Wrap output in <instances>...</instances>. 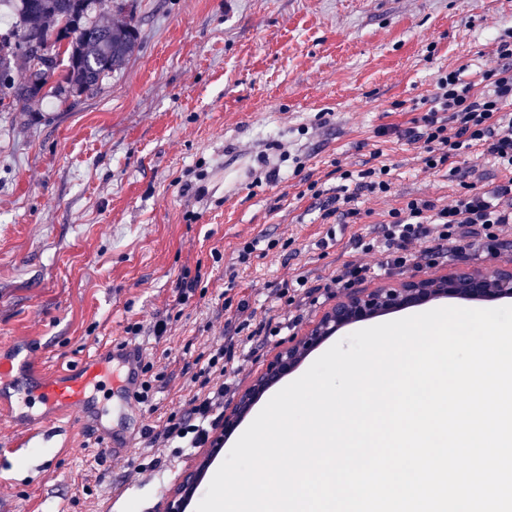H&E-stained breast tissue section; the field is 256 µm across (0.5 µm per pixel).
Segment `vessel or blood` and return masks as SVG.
<instances>
[{
    "mask_svg": "<svg viewBox=\"0 0 512 512\" xmlns=\"http://www.w3.org/2000/svg\"><path fill=\"white\" fill-rule=\"evenodd\" d=\"M142 355L143 346L135 340L103 343L79 367L64 372L47 369L36 376L23 372L22 354L0 356V415L12 420L17 433L12 443L0 448V478L12 480L13 459L33 444L48 443L55 455L66 454L68 414L74 409L81 412L83 428L102 448L115 453L135 448L138 427L118 432L111 426L112 396L123 394L127 405H135ZM40 407L56 413L54 425H46L37 415Z\"/></svg>",
    "mask_w": 512,
    "mask_h": 512,
    "instance_id": "1",
    "label": "vessel or blood"
}]
</instances>
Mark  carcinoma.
I'll return each mask as SVG.
<instances>
[{
  "label": "carcinoma",
  "mask_w": 512,
  "mask_h": 512,
  "mask_svg": "<svg viewBox=\"0 0 512 512\" xmlns=\"http://www.w3.org/2000/svg\"><path fill=\"white\" fill-rule=\"evenodd\" d=\"M14 23L0 41L11 46L0 56V76L21 80L6 109L24 112L34 102L54 99L65 103L89 89L97 93L112 74L121 70L138 46L133 12L118 7L117 0H5ZM35 42L48 49L64 47L54 69L55 87L45 90L44 73L34 69L26 45ZM26 63L21 75L13 70L17 59Z\"/></svg>",
  "instance_id": "obj_1"
}]
</instances>
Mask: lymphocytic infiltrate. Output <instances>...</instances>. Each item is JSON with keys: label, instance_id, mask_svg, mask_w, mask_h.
Masks as SVG:
<instances>
[{"label": "lymphocytic infiltrate", "instance_id": "f902f5d3", "mask_svg": "<svg viewBox=\"0 0 512 512\" xmlns=\"http://www.w3.org/2000/svg\"><path fill=\"white\" fill-rule=\"evenodd\" d=\"M496 51L502 65L483 73L480 83L464 81L456 70L443 73L426 113L404 129V137L422 144L426 169L446 171L462 194L450 207L409 198L388 210L375 235L358 239L362 252L378 255L376 270H403L422 255L447 261L474 255L483 246L505 244L504 233L512 227V40L499 39ZM477 151L502 174L497 184L482 193L474 192L461 165L462 158ZM390 173L385 164L340 171L342 193L336 196L334 208L325 209L324 218L359 219V196L389 194ZM235 315L245 337L210 348L206 364L194 376L197 393L165 420L161 435L168 446L191 450L217 442L218 418L213 410L229 389L238 351L254 340L249 327L261 331L269 326L268 321L257 319L245 299L238 301Z\"/></svg>", "mask_w": 512, "mask_h": 512}]
</instances>
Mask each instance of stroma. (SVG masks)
<instances>
[{
	"instance_id": "obj_1",
	"label": "stroma",
	"mask_w": 512,
	"mask_h": 512,
	"mask_svg": "<svg viewBox=\"0 0 512 512\" xmlns=\"http://www.w3.org/2000/svg\"><path fill=\"white\" fill-rule=\"evenodd\" d=\"M134 21L138 47L97 96L0 112V341L40 367L76 366L97 343L125 339L128 324L165 316L184 267L199 268L201 284L169 336L143 339L161 375L155 411L115 410L113 425L150 426L136 449L103 454L87 433L62 458L34 446L14 460L17 480H0V512H112V491L126 484L135 492L124 512H163L196 457L152 430L193 396L199 355L223 341L232 314L222 292L260 316L280 315L272 294L284 281L306 277L322 295L241 356L229 409L335 306L326 278L336 266L375 264L356 235L410 197L454 203L456 185L423 169L418 144L391 128L423 115L441 72L476 82L499 67L512 0H137ZM379 160L392 167L391 196H360V223L337 229L321 255L315 243L330 229L306 179L330 197L336 167ZM269 166L277 181H260ZM200 180L202 198L190 189ZM255 237L276 246L228 282L225 267ZM508 267L512 249L484 248L354 289ZM144 452L155 464L140 472Z\"/></svg>"
}]
</instances>
